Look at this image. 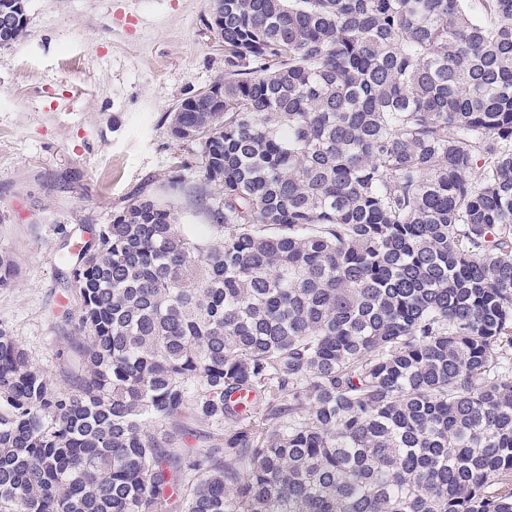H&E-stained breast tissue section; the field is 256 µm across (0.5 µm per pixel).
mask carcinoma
Wrapping results in <instances>:
<instances>
[{
    "label": "carcinoma",
    "mask_w": 512,
    "mask_h": 512,
    "mask_svg": "<svg viewBox=\"0 0 512 512\" xmlns=\"http://www.w3.org/2000/svg\"><path fill=\"white\" fill-rule=\"evenodd\" d=\"M216 4L211 235L91 231L59 380L0 327V512H512V0Z\"/></svg>",
    "instance_id": "carcinoma-1"
}]
</instances>
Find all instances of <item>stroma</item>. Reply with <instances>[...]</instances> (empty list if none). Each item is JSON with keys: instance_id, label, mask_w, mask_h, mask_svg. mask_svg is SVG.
Here are the masks:
<instances>
[{"instance_id": "1", "label": "stroma", "mask_w": 512, "mask_h": 512, "mask_svg": "<svg viewBox=\"0 0 512 512\" xmlns=\"http://www.w3.org/2000/svg\"><path fill=\"white\" fill-rule=\"evenodd\" d=\"M214 6L26 0V37L0 47V252L18 267L0 288V327L51 376L77 340L51 317L75 301L65 257L139 197L168 198L173 160L196 161L165 115L224 73ZM171 201L181 224L208 233L193 190Z\"/></svg>"}]
</instances>
